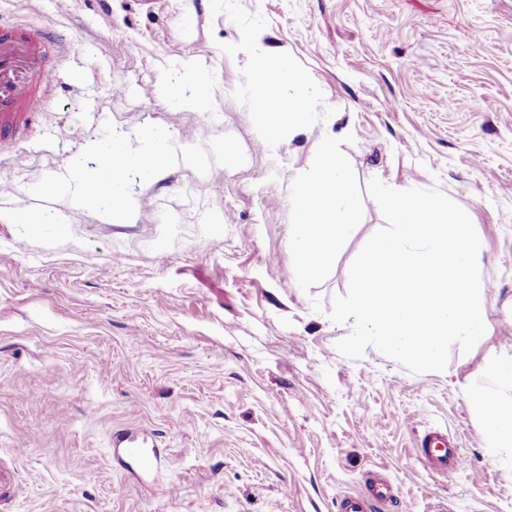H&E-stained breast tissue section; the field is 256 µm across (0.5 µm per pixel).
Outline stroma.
<instances>
[{"label": "stroma", "mask_w": 512, "mask_h": 512, "mask_svg": "<svg viewBox=\"0 0 512 512\" xmlns=\"http://www.w3.org/2000/svg\"><path fill=\"white\" fill-rule=\"evenodd\" d=\"M0 17L52 22L83 74L0 146V463L20 487L0 512H337L375 473L395 486L379 512H512L474 402L512 399L487 369L512 357V0H0ZM268 53L298 76L282 100L317 102L274 143L246 80ZM155 133L171 154L125 172L123 209L80 200L100 144L139 155ZM327 142L361 207L302 283L293 199ZM375 178L439 189L479 236L486 339L444 371L336 348L353 324L333 300L385 225ZM20 199L53 226L17 223ZM432 430L466 471L422 465ZM125 431L166 467L119 472Z\"/></svg>", "instance_id": "obj_1"}]
</instances>
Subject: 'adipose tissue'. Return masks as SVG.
<instances>
[{
    "label": "adipose tissue",
    "instance_id": "ef3b65f1",
    "mask_svg": "<svg viewBox=\"0 0 512 512\" xmlns=\"http://www.w3.org/2000/svg\"><path fill=\"white\" fill-rule=\"evenodd\" d=\"M265 62L263 69L250 72L249 77L263 93L268 139L273 142L283 125L303 124L308 112L305 99H296L285 106L278 97L281 85L296 79L283 59L269 55ZM99 154L106 157L107 162L98 166L92 178L84 180L81 199L89 205L117 210L126 204L119 179L120 170L133 166L144 175H153L166 160L168 146L160 138L150 152L129 157L113 152L111 145L106 144L100 146ZM294 208L297 220L290 248L295 258V276L304 282L317 276L333 257L338 241L350 232L360 208L359 199L333 145L325 144L320 148L315 170L301 183L294 198ZM479 405L482 409L480 429L498 463L511 469L512 401L483 397Z\"/></svg>",
    "mask_w": 512,
    "mask_h": 512
}]
</instances>
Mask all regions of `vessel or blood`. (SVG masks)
I'll use <instances>...</instances> for the list:
<instances>
[{"label":"vessel or blood","instance_id":"1","mask_svg":"<svg viewBox=\"0 0 512 512\" xmlns=\"http://www.w3.org/2000/svg\"><path fill=\"white\" fill-rule=\"evenodd\" d=\"M55 42L51 26L37 32L16 30L0 21V141L24 133L35 112L40 111L47 91L58 80L54 65ZM124 455L145 468L161 463L157 448L138 446L125 440ZM419 460L428 469L445 473L461 471L466 461L448 433L432 431L419 443ZM394 496L385 478L368 482L355 494L342 496L338 512H374Z\"/></svg>","mask_w":512,"mask_h":512}]
</instances>
